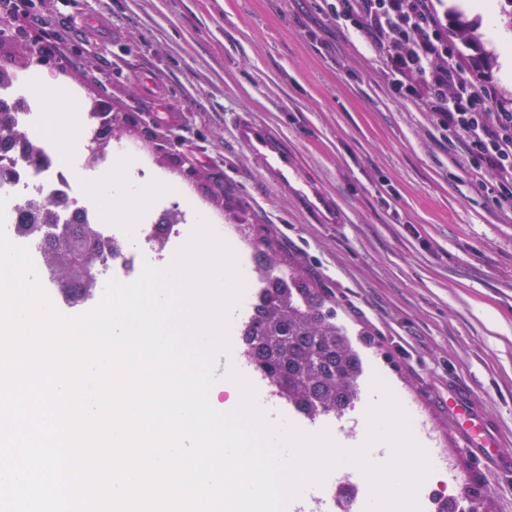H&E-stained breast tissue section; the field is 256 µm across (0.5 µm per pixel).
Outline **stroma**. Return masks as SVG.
Returning <instances> with one entry per match:
<instances>
[{"label": "stroma", "instance_id": "1", "mask_svg": "<svg viewBox=\"0 0 512 512\" xmlns=\"http://www.w3.org/2000/svg\"><path fill=\"white\" fill-rule=\"evenodd\" d=\"M330 2L71 0L59 11L39 0L59 55L20 60L14 32L0 64L63 82L83 107L136 113L137 179L150 195L138 221L167 208L192 224L207 211L247 263L252 237L272 240L335 304L363 359L361 388L389 379L466 476L474 495L460 512H512V479L459 452L446 405L466 386L512 455V206L469 180L430 112L391 94L382 60ZM464 3L447 0L448 44L465 77L492 80L512 104L503 48ZM244 109L287 136L346 223H308L264 184L231 137L229 116ZM158 112L179 114L178 130Z\"/></svg>", "mask_w": 512, "mask_h": 512}]
</instances>
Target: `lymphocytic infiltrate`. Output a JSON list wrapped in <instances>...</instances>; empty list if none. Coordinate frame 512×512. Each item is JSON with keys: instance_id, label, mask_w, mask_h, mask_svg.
Listing matches in <instances>:
<instances>
[{"instance_id": "obj_1", "label": "lymphocytic infiltrate", "mask_w": 512, "mask_h": 512, "mask_svg": "<svg viewBox=\"0 0 512 512\" xmlns=\"http://www.w3.org/2000/svg\"><path fill=\"white\" fill-rule=\"evenodd\" d=\"M443 0H336L331 11L370 44L396 96L421 103L461 148L475 179L492 178L512 204V107L494 85L462 77L463 59L448 48Z\"/></svg>"}]
</instances>
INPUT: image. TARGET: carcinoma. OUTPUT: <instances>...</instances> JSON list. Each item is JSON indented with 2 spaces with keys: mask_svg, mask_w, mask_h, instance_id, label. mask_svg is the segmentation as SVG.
<instances>
[{
  "mask_svg": "<svg viewBox=\"0 0 512 512\" xmlns=\"http://www.w3.org/2000/svg\"><path fill=\"white\" fill-rule=\"evenodd\" d=\"M99 128L86 149L89 165L105 162L112 147L122 143L131 115L127 112H90ZM28 146L24 128L0 103V153ZM56 203L37 204L26 211L19 233L38 239L47 227L56 236L44 245L42 266L57 292L85 299L100 292L97 268L112 245L94 224H61ZM182 220L176 210L163 213L157 224L156 247L166 248L163 226ZM257 272L265 280L262 302L238 330L242 357L284 400L313 419L354 406L359 397L363 363L345 330L336 322V309L303 274L283 269L282 255L266 239L255 245Z\"/></svg>",
  "mask_w": 512,
  "mask_h": 512,
  "instance_id": "1",
  "label": "carcinoma"
}]
</instances>
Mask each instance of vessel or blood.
I'll return each mask as SVG.
<instances>
[{"mask_svg": "<svg viewBox=\"0 0 512 512\" xmlns=\"http://www.w3.org/2000/svg\"><path fill=\"white\" fill-rule=\"evenodd\" d=\"M231 133L263 179L289 197L311 223H345L344 210L335 195L323 188L281 134L249 111L234 114ZM448 409L457 424L461 450L500 474L512 473V457L502 451L499 429L471 405L465 388L449 393Z\"/></svg>", "mask_w": 512, "mask_h": 512, "instance_id": "1", "label": "vessel or blood"}]
</instances>
